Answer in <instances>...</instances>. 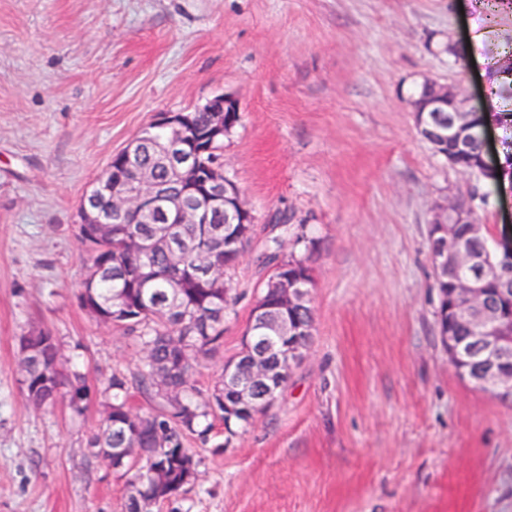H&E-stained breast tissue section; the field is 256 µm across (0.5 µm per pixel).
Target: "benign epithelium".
<instances>
[{"mask_svg":"<svg viewBox=\"0 0 512 512\" xmlns=\"http://www.w3.org/2000/svg\"><path fill=\"white\" fill-rule=\"evenodd\" d=\"M429 103L415 121L422 139L438 148L444 144L462 154L471 140L480 142L482 169L477 176L485 180L498 169L499 158H489L488 126L472 123L478 110L467 107L460 90L434 80L424 81ZM215 116L205 131L206 139L215 141L224 130L234 125L225 122V113L240 112L238 100L230 95L217 96L199 108ZM155 125L169 127L185 136L193 128L192 116L166 113ZM154 153L156 161L182 179L183 190L172 196L160 190L150 171L140 167L144 153ZM203 150L190 142L175 141L159 145L146 135L137 137L117 153L121 163L109 170L111 179H103L84 197L83 209L88 224H103V214L97 211L101 199L111 203L112 212L122 218L133 215L142 224H151L160 215L176 224H208L211 217L224 214V252L235 264L242 256L250 223L251 209L238 185L218 167L206 168L202 181L191 179L200 165ZM459 203L436 206L430 221L431 261L434 276L450 284L454 303L439 316L440 336L448 358L464 380L499 394L512 395V333L501 331L499 322L512 319V311L504 310L503 301L512 300V278L497 277L499 288L492 295L483 286L490 270L481 249L490 234L489 226L458 210ZM469 267L480 269L474 277H464L460 271ZM311 288L308 281L290 275L280 262L269 268L251 310L250 322L243 333L242 352L224 361V409L233 414L238 410L269 406L281 388L279 375L298 361L309 349L313 336L314 318L311 308ZM469 329L470 349L463 348L459 330ZM278 337L275 345L265 351L253 350L254 330Z\"/></svg>","mask_w":512,"mask_h":512,"instance_id":"1","label":"benign epithelium"}]
</instances>
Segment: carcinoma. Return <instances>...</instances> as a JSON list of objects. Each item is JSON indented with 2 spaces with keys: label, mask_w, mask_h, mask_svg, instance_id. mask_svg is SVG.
<instances>
[{
  "label": "carcinoma",
  "mask_w": 512,
  "mask_h": 512,
  "mask_svg": "<svg viewBox=\"0 0 512 512\" xmlns=\"http://www.w3.org/2000/svg\"><path fill=\"white\" fill-rule=\"evenodd\" d=\"M480 161V146L474 141L459 166L475 169ZM141 165L154 169L166 188L177 189L167 172L156 167L152 155H145ZM288 220L286 212L270 217L269 224L279 234L271 238L259 261L264 265L280 258L290 273L301 275L310 270L306 253L282 258L278 251L280 236L291 231ZM211 228V224H139L131 219L124 224L77 226V237L89 252L81 307L104 324L116 313L132 314V319L113 326L133 335L143 351L134 370L115 371L105 383L104 392L112 401L106 404L104 429L89 442V447L96 449L94 456L119 463L112 449L126 447L130 438V398L137 393L154 405L145 447L154 449L155 454L126 468L134 474L128 482L123 512H140L142 500L155 483L153 471L170 455L182 450L193 457L184 447L186 436L195 435L205 443L212 430L209 417L228 421L224 405L214 407L208 399L200 398L192 382L197 358L215 354L224 342V319L214 317L215 310L225 311L233 301L224 288V277L215 275L224 268V244L209 238ZM170 230L175 236L174 251L160 247L144 259L126 246V240L133 237L161 239ZM26 338L28 346L19 353L27 402L36 408L51 404L67 387L79 398V402L70 403L71 409L83 413L85 375L74 371L64 376L58 371L59 346L50 331L31 330Z\"/></svg>",
  "instance_id": "cac0c4a2"
}]
</instances>
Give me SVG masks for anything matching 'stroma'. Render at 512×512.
Masks as SVG:
<instances>
[{
    "label": "stroma",
    "instance_id": "stroma-1",
    "mask_svg": "<svg viewBox=\"0 0 512 512\" xmlns=\"http://www.w3.org/2000/svg\"><path fill=\"white\" fill-rule=\"evenodd\" d=\"M469 0H0V512H122L126 476L93 456L103 383L140 352L80 306V205L114 154L162 114L240 103L224 172L256 218L228 278L235 356L288 212L309 252L314 330L276 400L229 437L214 420L195 485L150 512H512V397L462 380L436 324L433 208L476 177L417 133L423 79L485 101L512 14ZM467 45L464 61L447 40ZM50 330L66 398L28 405L18 338ZM289 219L290 218L288 217L287 212H278L270 217L268 223L273 227L271 231L279 229V233L271 238L270 242L272 243V245L268 246L267 250L263 252L258 258L261 265L264 266L268 262L279 259L280 253L278 251V248L280 244L278 239L280 238L281 235H288V232L291 231V227L294 225L288 224Z\"/></svg>",
    "mask_w": 512,
    "mask_h": 512
}]
</instances>
